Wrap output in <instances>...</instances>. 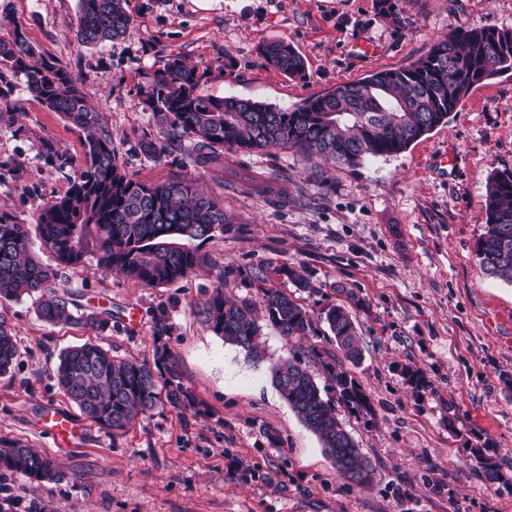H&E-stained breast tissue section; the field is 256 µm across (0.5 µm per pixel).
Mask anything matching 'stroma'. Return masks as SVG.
<instances>
[{"label": "stroma", "mask_w": 512, "mask_h": 512, "mask_svg": "<svg viewBox=\"0 0 512 512\" xmlns=\"http://www.w3.org/2000/svg\"><path fill=\"white\" fill-rule=\"evenodd\" d=\"M402 24L376 0H127L118 39L81 46L78 0H0V37L20 24L40 55L78 77L105 113L128 177L150 183L194 179L231 218L205 242L204 264L165 288H146L98 268L93 256L59 270L57 283L88 309H108L104 330L55 326L32 299L0 303L19 355L0 375V438L51 457L60 482L0 479L23 512L30 499L52 512H512V284L488 277L476 256L485 231V183L512 171V73L474 88L447 124L387 157L329 167L290 150L226 152L223 180L194 166L188 147L158 158L140 150L156 135L143 92L174 57L205 69L199 91L291 108L380 71L405 69L451 31L512 29V0H399ZM282 39L305 59L291 78L258 48ZM366 42L371 54L354 52ZM86 133L37 100L22 76L0 65V207L34 224L43 203L79 180ZM327 170L329 181L316 175ZM247 173L284 178L292 203L271 205L240 190ZM315 286L298 290L275 267ZM269 269L267 284L319 312L353 308L362 361L347 370L369 397L366 419L337 414L375 468L371 486L339 475L271 378L295 351L330 347L331 334L281 336L263 325L265 358L254 363L202 323L197 306L216 287L259 301L243 274ZM233 276L219 280L223 269ZM165 313L168 344L194 409L156 408L125 432L81 420L73 443L57 446L43 426L53 409L77 413L54 375L59 353L91 340L113 356L151 361L154 323ZM429 386L415 391L405 369ZM497 451L503 480L485 481L473 449ZM252 468L250 483L239 479Z\"/></svg>", "instance_id": "obj_1"}]
</instances>
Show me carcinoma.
<instances>
[{
  "instance_id": "carcinoma-1",
  "label": "carcinoma",
  "mask_w": 512,
  "mask_h": 512,
  "mask_svg": "<svg viewBox=\"0 0 512 512\" xmlns=\"http://www.w3.org/2000/svg\"><path fill=\"white\" fill-rule=\"evenodd\" d=\"M379 13L401 23L397 0H376ZM126 0H79L76 41L96 45L124 36L131 24ZM267 64L288 76L305 72L303 56L277 39L259 47ZM0 65L24 77L28 90L47 108L89 131L79 181L40 208L36 220L40 248L56 266L33 252L26 225L0 209V299L36 297V313L53 325L108 327L112 313H74L73 294L56 285L57 269L97 256L103 271L117 270L147 288H163L204 261L200 244L229 223L224 202L207 195L197 180L152 184L127 177L113 147L104 113L91 107L80 82L58 60L35 57L22 27L0 38ZM512 72V29H473L438 39L425 58L409 69L384 71L311 97L292 109L250 99L199 94L202 74L175 57L145 92V104L158 136L141 143L156 158L184 139L193 142V163L224 171V149H289L306 157L331 159L350 167L367 158L396 154L448 122L471 89L484 80ZM245 189L288 198V189L262 175L244 179ZM485 232L476 255L485 273L512 283V172L488 177ZM202 322L253 363L264 359L258 319L281 335L308 336L316 322L328 326L337 351H313V362L336 393L331 398L302 360L288 357L272 367V381L307 429L320 440L336 471L350 483H372L374 467L337 416L336 406L358 417L374 416L366 393L344 368L360 362L356 325L341 304L324 307L317 317L287 293L263 290L262 300H235L215 288L198 311ZM164 313L155 320L154 364L117 359L101 346L85 342L61 351L56 378L64 394L92 422L121 432L165 401L173 408L193 406L167 345ZM18 347L0 315V374L8 373ZM483 477L501 480L500 465L483 448L473 449ZM20 475L31 482L61 481L65 474L53 459L29 445L0 439V478Z\"/></svg>"
}]
</instances>
